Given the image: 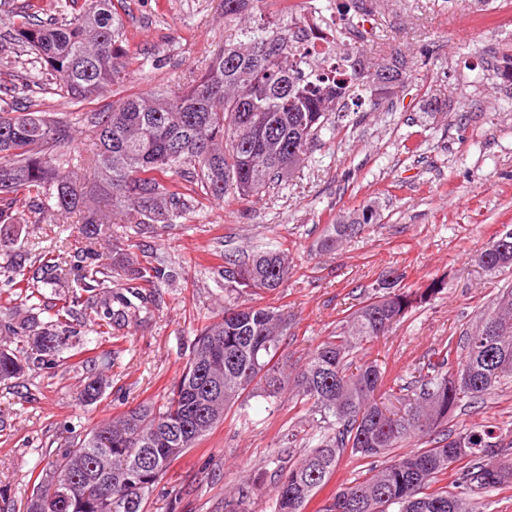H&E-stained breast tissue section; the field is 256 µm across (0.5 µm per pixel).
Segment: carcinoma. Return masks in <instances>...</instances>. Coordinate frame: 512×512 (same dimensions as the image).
Wrapping results in <instances>:
<instances>
[{"label": "carcinoma", "instance_id": "1", "mask_svg": "<svg viewBox=\"0 0 512 512\" xmlns=\"http://www.w3.org/2000/svg\"><path fill=\"white\" fill-rule=\"evenodd\" d=\"M57 0L58 17L50 22L24 11L12 40L29 56L21 89L55 91L76 103L104 97L127 76L129 52L122 16L114 0ZM336 54L346 69L332 76L307 74L303 56L278 21L258 22L242 40L216 52L201 74L180 92L130 96L95 114L97 149L74 161L51 152L69 139L68 126L44 112L21 106L16 97L0 96V277L18 299L44 305L43 289L57 284L63 266L73 273L67 294L48 308L49 320L14 321L0 317V335L16 347L0 348V383L25 371L53 368L68 346L70 320L88 315L100 336L125 324L129 296L146 303L154 288L173 278L162 263L143 265L126 253L112 262L100 258L95 244L112 237V219L97 205L105 192L112 208L146 234L156 224H179L192 210L191 200L170 188L163 175L188 172L195 193L222 201L229 193L257 196L288 177L308 159L325 130H335V112L353 104L362 111L360 91L388 75L396 81V58L376 69L371 80L359 49L337 32ZM496 77L512 86V53L496 58ZM24 207L39 222L77 223L84 245L67 257L53 250L36 256L13 249L20 225L15 212ZM373 211L356 221L329 225L317 246L325 251L372 223ZM497 236L480 254L489 271L512 267V248L498 250ZM293 274L288 253L260 250L246 261L224 256L225 290L272 292ZM399 278L377 284V295L355 310L343 331L317 346L307 362L286 369L283 345L288 322L264 306L224 305L218 319L195 336L178 380L160 404H142L98 423L75 445L61 448L36 477L26 512H45L55 483L72 486L70 497L50 512H146L154 488L168 469L224 421V414L244 394L273 404L291 390L331 430L319 433L314 449L296 461L276 459L272 512H303L336 471L345 452L379 458L413 436H430L448 422L464 399H478L512 380V286L479 327L485 335L464 336L457 369L441 356L419 374L413 403L397 417L376 400L383 374L374 362L357 360V349L387 335L409 309L444 287L434 280L420 291L398 286ZM100 358L82 360L87 371L79 401L92 404L104 394ZM223 381V395L212 397L211 379ZM210 423L203 430L200 420ZM512 440L492 429H472L442 438L430 448L397 455L371 475L340 487L318 512H474L470 493L512 484ZM466 461L455 493L429 491L448 468Z\"/></svg>", "mask_w": 512, "mask_h": 512}]
</instances>
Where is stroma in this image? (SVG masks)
<instances>
[{
	"mask_svg": "<svg viewBox=\"0 0 512 512\" xmlns=\"http://www.w3.org/2000/svg\"><path fill=\"white\" fill-rule=\"evenodd\" d=\"M24 0H0V87L20 85L26 55L13 44L11 24ZM356 20L368 33L360 49L366 66L402 57L407 79L397 93L366 102L335 131L323 132L309 159L286 182L248 199L200 200L180 224L135 234L112 227L103 242H120L134 259L160 257L174 273L159 283L155 302L137 309L122 339L101 342L111 363L100 401H78L86 369L62 354L52 369L26 372L0 385V510L24 512L35 466L100 421L140 404L161 403L181 374L200 328L222 314L218 285L224 254L244 259L272 243L287 248L294 274L286 288L245 296L249 305L277 308L290 322L285 354L303 365L316 346L361 307L376 280L405 273L408 284L445 288L413 309L358 357L377 362L385 389H398L449 341L472 331L512 283V270L490 273L476 258L512 228V97L496 87L488 62L512 49V0H367ZM277 0H263L240 16L222 0H125L121 11L132 57L127 80L111 94L74 103L30 88L32 110L73 123L57 153L90 154V116L131 95L178 90L251 20L280 16ZM377 217L334 253L316 243L327 225ZM512 428V386L460 404L445 431L478 425ZM311 415L293 394L276 404L244 397L224 422L168 470L147 512H224L225 501L246 493V512H271L274 459L312 448Z\"/></svg>",
	"mask_w": 512,
	"mask_h": 512,
	"instance_id": "35a3bbf8",
	"label": "stroma"
}]
</instances>
